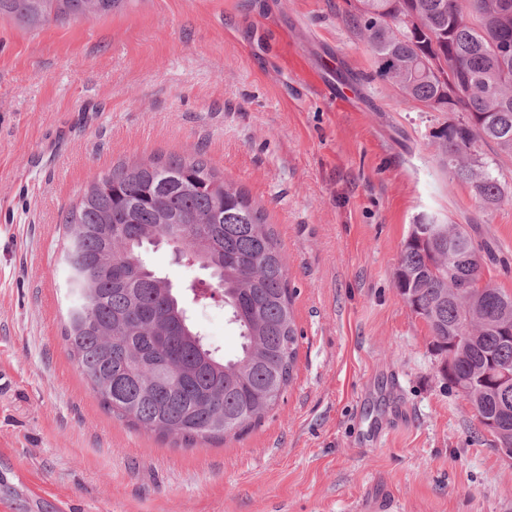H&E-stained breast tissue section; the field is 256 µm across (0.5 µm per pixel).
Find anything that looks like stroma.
Instances as JSON below:
<instances>
[{
    "instance_id": "1",
    "label": "stroma",
    "mask_w": 512,
    "mask_h": 512,
    "mask_svg": "<svg viewBox=\"0 0 512 512\" xmlns=\"http://www.w3.org/2000/svg\"><path fill=\"white\" fill-rule=\"evenodd\" d=\"M349 0H129L28 26L0 16V512H512V462L448 386L396 285L419 219L468 226L512 292V156L488 209L439 161L459 113L373 75ZM331 70L342 110L290 65ZM202 150L262 207L296 291L294 380L261 424L180 448L105 411L61 335L62 213L120 162ZM174 286L206 270L149 249ZM225 358L222 299L184 297Z\"/></svg>"
}]
</instances>
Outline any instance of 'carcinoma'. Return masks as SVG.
<instances>
[{
	"label": "carcinoma",
	"instance_id": "obj_1",
	"mask_svg": "<svg viewBox=\"0 0 512 512\" xmlns=\"http://www.w3.org/2000/svg\"><path fill=\"white\" fill-rule=\"evenodd\" d=\"M350 23L370 47L377 77L389 79L388 61L399 66L395 85L404 101L437 111L448 104L444 87L460 81L456 111L478 125L439 130L440 162L466 182L487 206L503 201L496 162L478 156L479 141L512 156V58L500 61L488 40L486 11L492 0H469V20L456 24L451 0H406L427 30L386 28L391 0H360ZM86 0H0V15L22 23L84 17ZM61 260L67 302L63 337L68 354L100 405L132 427L156 432L184 448L199 440L239 436L261 423L294 379L298 329L295 290L264 211L222 175L200 151L122 163L94 176L62 216ZM433 230L451 252V264L430 268L429 247L405 240L396 286L416 314L428 321L438 347L452 351L456 378H478L491 363L512 365V340L499 323L512 321V293L494 283L460 295L448 279L478 280L482 246L461 225ZM161 239L188 265L206 264L223 285L224 307L244 339L241 354L226 360L192 324L182 297L196 296L189 283L175 288L143 259ZM483 416H496L512 439V408L502 410L489 384L475 397Z\"/></svg>",
	"mask_w": 512,
	"mask_h": 512
}]
</instances>
